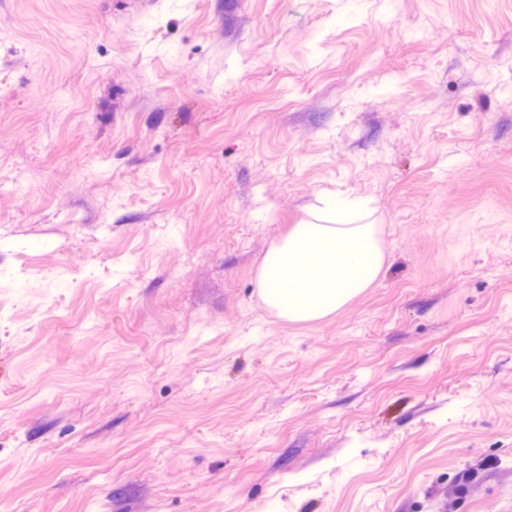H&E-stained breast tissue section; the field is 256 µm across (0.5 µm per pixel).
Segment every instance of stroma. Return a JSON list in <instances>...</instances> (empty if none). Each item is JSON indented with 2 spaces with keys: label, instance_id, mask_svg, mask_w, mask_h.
<instances>
[{
  "label": "stroma",
  "instance_id": "obj_1",
  "mask_svg": "<svg viewBox=\"0 0 512 512\" xmlns=\"http://www.w3.org/2000/svg\"><path fill=\"white\" fill-rule=\"evenodd\" d=\"M0 512H512V0H0ZM284 256L288 262L279 263ZM384 262L374 224H297L272 243L255 285L264 306L278 318L312 323L370 288Z\"/></svg>",
  "mask_w": 512,
  "mask_h": 512
}]
</instances>
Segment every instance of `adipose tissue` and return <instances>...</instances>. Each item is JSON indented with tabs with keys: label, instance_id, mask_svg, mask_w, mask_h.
Instances as JSON below:
<instances>
[{
	"label": "adipose tissue",
	"instance_id": "obj_1",
	"mask_svg": "<svg viewBox=\"0 0 512 512\" xmlns=\"http://www.w3.org/2000/svg\"><path fill=\"white\" fill-rule=\"evenodd\" d=\"M385 262L373 224H298L271 245L255 277L257 294L278 318L312 323L370 288Z\"/></svg>",
	"mask_w": 512,
	"mask_h": 512
}]
</instances>
